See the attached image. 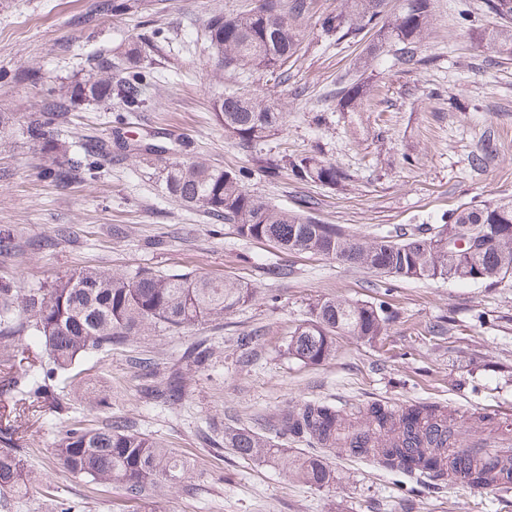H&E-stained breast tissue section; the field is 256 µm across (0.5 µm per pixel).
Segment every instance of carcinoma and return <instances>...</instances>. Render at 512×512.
I'll return each mask as SVG.
<instances>
[{"instance_id":"obj_1","label":"carcinoma","mask_w":512,"mask_h":512,"mask_svg":"<svg viewBox=\"0 0 512 512\" xmlns=\"http://www.w3.org/2000/svg\"><path fill=\"white\" fill-rule=\"evenodd\" d=\"M407 5L392 22L380 25L387 0H341L334 12L321 18L327 34H354L379 27L384 42L393 47L395 64L416 68L425 63L420 51L432 22V0H405ZM268 15L253 9L226 17L212 14L206 24L216 66L224 70H248L260 75L280 71L299 45L298 22L307 17L313 0H264ZM491 18L489 44L501 57H512V0H485ZM136 8L134 0H100L101 12L125 14ZM146 74L136 69L134 53L114 63L99 61L74 85L55 89L40 108L24 119L14 112H0V128L18 124L27 139L51 155L45 176L59 188L101 178L102 160L112 154V142L99 141L81 149H64L54 131L65 124L81 101L106 103L120 99L126 111L138 112L145 104ZM364 99L358 83L340 88L341 107L355 109ZM212 110L224 133L249 148L281 124V112L258 95L229 92L215 98ZM292 174L305 182L332 186L344 181V173L332 162L315 156L288 161ZM165 189L183 206L201 210L235 226L239 236L266 239L280 248L332 257L342 263L370 268L395 276L404 267L405 279H430L431 271L444 273L464 267L468 281L488 286L500 283L503 261L512 264V199H487L462 207L452 223L466 224L462 246L426 250L422 245L434 235L377 236L357 240L343 227L322 224L313 215L315 202L305 199L294 210L275 207L252 194L239 175L204 162L183 159L164 167ZM252 297L247 285L231 278L213 279L189 274H161L149 269L112 270L97 267L55 278L46 288L26 293L0 283V354L13 357L17 345L31 341L44 346L47 360L31 364L8 384L23 385L32 402L51 394L55 375L78 359L140 336L148 329L180 333L224 314ZM393 315L381 302H353L321 298L312 303L308 316L289 332L280 353L305 365H317L335 353L341 336L368 341L385 334ZM211 345L199 340L187 348L183 362L196 369L211 361ZM184 378L168 375L163 388L150 384L144 394L165 403L181 400ZM284 433L304 438L319 448L372 456L387 466L419 473L433 482L448 480V448L456 443L448 412L432 404L395 408L373 404L355 420L336 407L306 402L285 410ZM9 432L0 433V508L24 498L40 479L28 468L29 449L11 447ZM224 447L243 459H278L283 453L272 438L246 428L226 427ZM51 454L69 475L89 485L120 486L134 503L135 512H157V499L169 485L189 484L193 474L181 456L159 440L134 431L115 419L100 428L74 423L61 435ZM472 486L512 480V470L494 465H465ZM294 473L318 488L330 485L334 473L324 458L296 460Z\"/></svg>"}]
</instances>
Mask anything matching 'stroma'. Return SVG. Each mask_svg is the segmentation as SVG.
<instances>
[{"mask_svg":"<svg viewBox=\"0 0 512 512\" xmlns=\"http://www.w3.org/2000/svg\"><path fill=\"white\" fill-rule=\"evenodd\" d=\"M99 0H0V112L34 110L59 83L79 81L97 56L140 48L152 80L146 105L127 112L119 99L80 104L60 138L83 145L127 137L169 147L243 173L249 190L280 208L315 200V216L359 237L438 229L461 205L512 199V60L488 47L484 0H433L421 51L426 65L393 63L377 29L339 38L322 32V14L339 0H314L300 23L301 49L287 81L226 71L214 74L206 39L211 13L233 16L250 0H136L126 14L98 11ZM468 24H460L459 12ZM364 84L356 111H343L341 83ZM228 92L258 93L282 113L275 135L250 150L225 134L211 106ZM493 152L482 168L472 157ZM314 154L348 179L323 186L296 179L287 161ZM164 158L113 149L100 180L56 188L42 175L49 158L21 133L0 132V226L13 236L0 252V282L21 291L46 287L86 266L159 273L227 275L253 287L252 301L174 334L159 329L84 357L53 384L39 411L18 393L0 394V429L31 449L29 464L47 491L82 512H131L116 487L90 489L50 454L73 420L92 427L122 418L163 439L195 469L190 488L165 489L160 512H512V494L493 486L433 483L372 458L326 453L334 481L316 488L283 466L215 448L205 433L242 427L276 437L288 456L315 446L279 435V416L309 402L354 410L417 403L447 409L460 430H497L512 414V281L484 286L455 280L395 279L332 258L289 252L239 236L233 225L183 207L165 191ZM385 300L395 317L370 342L344 336L317 365L280 356L279 347L320 298ZM213 348L204 370H183L174 405L144 398L134 358L150 359L158 379L183 369L186 347ZM88 382L109 392L100 407L73 389Z\"/></svg>","mask_w":512,"mask_h":512,"instance_id":"1","label":"stroma"}]
</instances>
